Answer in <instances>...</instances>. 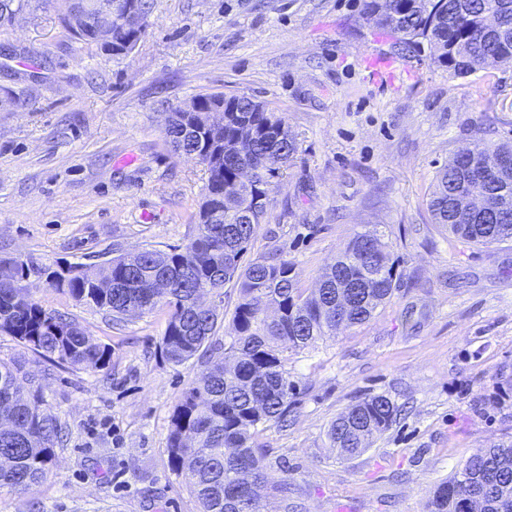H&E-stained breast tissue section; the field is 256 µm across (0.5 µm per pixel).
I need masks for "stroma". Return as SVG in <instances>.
<instances>
[{"mask_svg":"<svg viewBox=\"0 0 512 512\" xmlns=\"http://www.w3.org/2000/svg\"><path fill=\"white\" fill-rule=\"evenodd\" d=\"M134 50L77 40L57 0L0 23V260L96 263L197 233L207 172L166 144L167 117L199 95L248 96L298 143L243 257L272 252L303 289L358 233L401 275L363 324L289 355L284 421L261 433L267 512H423L480 448L512 444V242L455 240L427 198L477 130L512 140V67L460 77L395 50L363 0H151ZM23 289L112 350L108 372L62 365L0 332V360L40 385L62 426L55 462L0 512H199L170 469V415L203 363H168V312L121 323L46 283ZM401 408L363 454L326 436L359 398Z\"/></svg>","mask_w":512,"mask_h":512,"instance_id":"1","label":"stroma"}]
</instances>
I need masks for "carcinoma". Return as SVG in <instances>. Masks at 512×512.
Masks as SVG:
<instances>
[{
  "label": "carcinoma",
  "mask_w": 512,
  "mask_h": 512,
  "mask_svg": "<svg viewBox=\"0 0 512 512\" xmlns=\"http://www.w3.org/2000/svg\"><path fill=\"white\" fill-rule=\"evenodd\" d=\"M28 6V0H0V21ZM363 13L393 37L400 50L424 56L458 76L471 75L493 60L512 64V0H363ZM255 130L238 143L237 125ZM174 151L208 156L224 149V171H209L197 234L185 246L145 250L111 258V287L92 264L74 263L50 287L83 304L125 317L169 309L161 351L174 365L209 356L218 315L200 300L207 289L224 295L238 288L232 316L234 340L184 392L170 417L168 457L185 474L199 512H264L258 488L266 482L257 437L282 418L296 382L287 354L314 345L336 331L366 322L397 288L395 265L381 241L371 254L358 234L311 291L297 286L288 260L272 253L246 267L241 258L265 215L267 186L280 167L266 166L270 154L285 167L297 152L285 119L246 96L228 97L224 130L202 131L198 115L177 111L164 131ZM456 152L438 172L429 209L437 224L461 241L491 245L512 240V213L497 208L512 197V168L483 176L493 155L512 157V143L481 137ZM488 199L477 211L457 210L453 192ZM223 213L220 224L204 222L207 212ZM47 265L27 258L0 261V331L61 364L94 372L109 369L112 351L78 324L45 309L18 283L41 276ZM360 284L348 310L336 302V279ZM396 407L384 394H369L350 405L328 429L331 447L345 457L364 453L372 439L395 421ZM56 416L40 388L23 391L19 368L0 361V490L22 493L44 475L55 458ZM425 512H512V446L482 448L454 475L440 482Z\"/></svg>",
  "instance_id": "1"
}]
</instances>
